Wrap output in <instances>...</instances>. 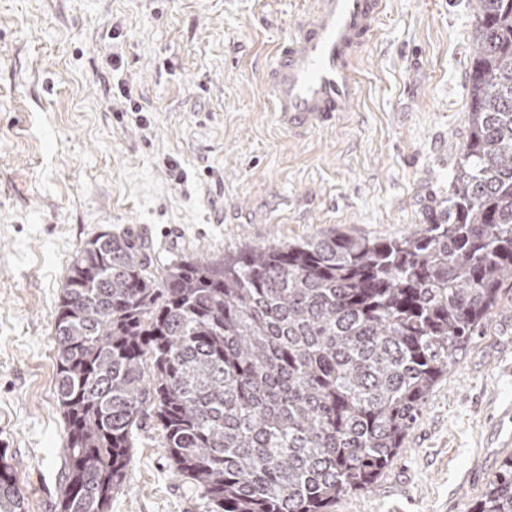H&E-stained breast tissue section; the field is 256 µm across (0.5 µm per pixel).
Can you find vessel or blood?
Here are the masks:
<instances>
[{
	"mask_svg": "<svg viewBox=\"0 0 512 512\" xmlns=\"http://www.w3.org/2000/svg\"><path fill=\"white\" fill-rule=\"evenodd\" d=\"M386 0H306L269 71L274 110L304 135L353 111L361 90L357 61Z\"/></svg>",
	"mask_w": 512,
	"mask_h": 512,
	"instance_id": "1",
	"label": "vessel or blood"
}]
</instances>
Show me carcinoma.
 <instances>
[{
    "label": "carcinoma",
    "mask_w": 512,
    "mask_h": 512,
    "mask_svg": "<svg viewBox=\"0 0 512 512\" xmlns=\"http://www.w3.org/2000/svg\"><path fill=\"white\" fill-rule=\"evenodd\" d=\"M482 2L443 221L184 257L158 275L129 235L72 256L54 329L60 512H108L147 408L212 512H334L388 467L512 280V0ZM25 508L0 454V512ZM470 512H512V458Z\"/></svg>",
    "instance_id": "cac0c4a2"
}]
</instances>
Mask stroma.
<instances>
[{"mask_svg": "<svg viewBox=\"0 0 512 512\" xmlns=\"http://www.w3.org/2000/svg\"><path fill=\"white\" fill-rule=\"evenodd\" d=\"M305 0H0V449L59 512L57 303L112 232L153 270L332 232L396 239L448 207L469 134L479 0H387L334 127L290 135L266 75ZM512 280L392 463L335 512H469L512 446ZM152 418L109 512H209Z\"/></svg>", "mask_w": 512, "mask_h": 512, "instance_id": "obj_1", "label": "stroma"}]
</instances>
